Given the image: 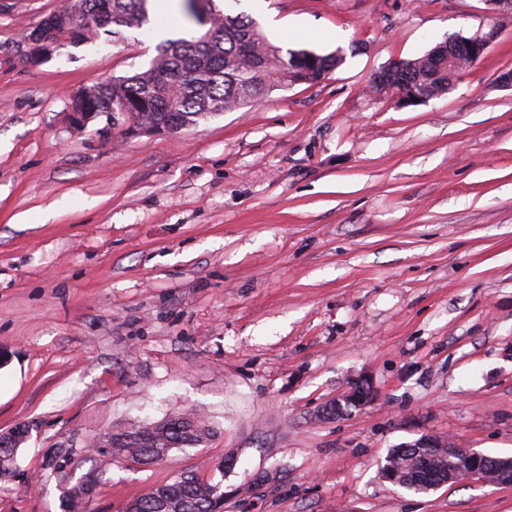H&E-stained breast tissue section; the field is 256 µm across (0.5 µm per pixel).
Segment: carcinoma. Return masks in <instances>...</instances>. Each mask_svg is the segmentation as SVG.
Masks as SVG:
<instances>
[{"label": "carcinoma", "instance_id": "obj_1", "mask_svg": "<svg viewBox=\"0 0 512 512\" xmlns=\"http://www.w3.org/2000/svg\"><path fill=\"white\" fill-rule=\"evenodd\" d=\"M77 10L71 24L63 20L68 2ZM149 0H63L49 13L39 29L55 52L78 46L111 27L117 37L123 28H141L150 22ZM190 20L208 27L210 37L168 39L157 47L148 68L132 76L114 78L88 88L81 100L89 119L102 112H125L128 126L167 125L175 133L212 114L240 109L265 91L297 83L314 84L326 78L344 60L342 50L321 55L301 50H283L246 16L222 15L213 0H188ZM443 42L424 55L400 60L388 67L389 87L396 93L421 88L431 98L448 93L454 79L475 63L468 53L454 56L448 66ZM141 436L113 443L99 452L112 457H137L141 464L165 460L174 449L208 442L210 428L190 414H178L153 425L137 426ZM386 463L403 467L400 486L417 493L425 491L427 477L445 473L450 465L444 448L416 450L405 446L386 457ZM93 487L79 483L61 497L62 512H89ZM136 512H223L224 492L217 484L179 479L156 486L135 500Z\"/></svg>", "mask_w": 512, "mask_h": 512}]
</instances>
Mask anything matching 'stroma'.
<instances>
[{"label":"stroma","instance_id":"35a3bbf8","mask_svg":"<svg viewBox=\"0 0 512 512\" xmlns=\"http://www.w3.org/2000/svg\"><path fill=\"white\" fill-rule=\"evenodd\" d=\"M62 0H0V430L30 437L0 512H94L188 473L224 512H512V485L416 493L386 457L422 437L512 457V13L484 0H214L276 45L343 51L325 80L174 134L82 131L76 91L146 69L151 26L33 66ZM492 33L448 94L375 77ZM367 380L373 400L326 407ZM191 413L197 447L144 465L104 434ZM93 487L88 483H79L68 488L61 497L63 512H88Z\"/></svg>","mask_w":512,"mask_h":512}]
</instances>
